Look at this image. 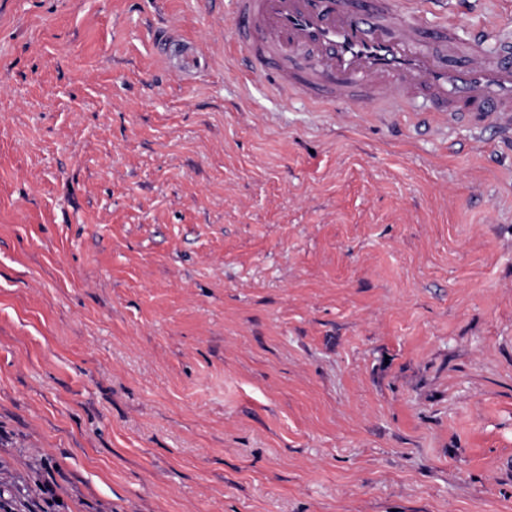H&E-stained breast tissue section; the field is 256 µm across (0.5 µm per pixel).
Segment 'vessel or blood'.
<instances>
[{
  "label": "vessel or blood",
  "mask_w": 512,
  "mask_h": 512,
  "mask_svg": "<svg viewBox=\"0 0 512 512\" xmlns=\"http://www.w3.org/2000/svg\"><path fill=\"white\" fill-rule=\"evenodd\" d=\"M235 48L247 76L262 75L282 93L305 95L313 103L344 102L351 109L383 100L388 112L401 111L415 96L431 109L480 123L496 115L512 124V40L495 55L479 45L482 27H473L471 48L462 63L447 42L424 35L429 18L472 12V0L423 17L403 9L389 19L360 0H233Z\"/></svg>",
  "instance_id": "obj_1"
}]
</instances>
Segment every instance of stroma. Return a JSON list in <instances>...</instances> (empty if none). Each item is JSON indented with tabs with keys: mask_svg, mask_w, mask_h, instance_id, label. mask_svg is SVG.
Masks as SVG:
<instances>
[{
	"mask_svg": "<svg viewBox=\"0 0 512 512\" xmlns=\"http://www.w3.org/2000/svg\"><path fill=\"white\" fill-rule=\"evenodd\" d=\"M233 31L0 0V500L512 512V134L281 98Z\"/></svg>",
	"mask_w": 512,
	"mask_h": 512,
	"instance_id": "obj_1",
	"label": "stroma"
}]
</instances>
